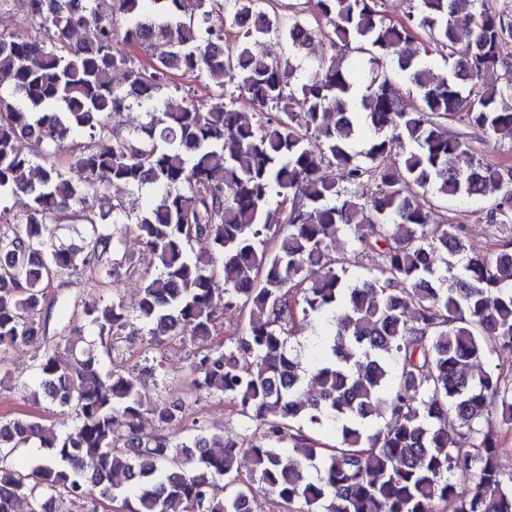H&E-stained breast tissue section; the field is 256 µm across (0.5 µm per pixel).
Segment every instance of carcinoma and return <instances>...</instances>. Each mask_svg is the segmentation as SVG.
Listing matches in <instances>:
<instances>
[{
    "instance_id": "obj_1",
    "label": "carcinoma",
    "mask_w": 512,
    "mask_h": 512,
    "mask_svg": "<svg viewBox=\"0 0 512 512\" xmlns=\"http://www.w3.org/2000/svg\"><path fill=\"white\" fill-rule=\"evenodd\" d=\"M270 2L25 0L35 34L0 32V92L12 97L0 95V196L22 205L0 212V272L12 274L0 278V364L45 335L51 273L90 268L104 284L118 280L126 256L106 225L135 224L156 262L135 309L116 297L84 307L91 339L63 336L35 355L26 400L50 401L73 425L0 420V512L21 500L27 512H63L90 498L91 512H242L256 483L281 512H512L492 427L512 426V367H483L512 347V241L472 255L463 225L430 201L489 199V221L512 225V168L448 131L456 119L512 139V78H494L512 70V13L417 0L394 22L380 0H316L310 18ZM420 30L446 75L412 49ZM271 35L279 49H250ZM316 39L333 53L302 79L294 59ZM175 71L205 74L209 102L155 107ZM397 78L416 99H397ZM238 92L254 115L236 109ZM135 105L149 120L123 135L111 118ZM76 136L89 143L66 170L54 147ZM116 186L157 200L133 216L109 193ZM65 220L88 225L89 241L56 242ZM340 234L369 261L365 278L336 255ZM197 239L211 249L189 252ZM219 303L247 309L249 321L213 346ZM325 315L335 332L305 367L294 343ZM135 320L146 352L196 345L190 389L224 397L249 431L242 441L202 425L182 399H152L121 363L104 365ZM146 413L192 434L145 435ZM326 424L333 444L313 437ZM21 448L39 449L24 468L13 462Z\"/></svg>"
}]
</instances>
